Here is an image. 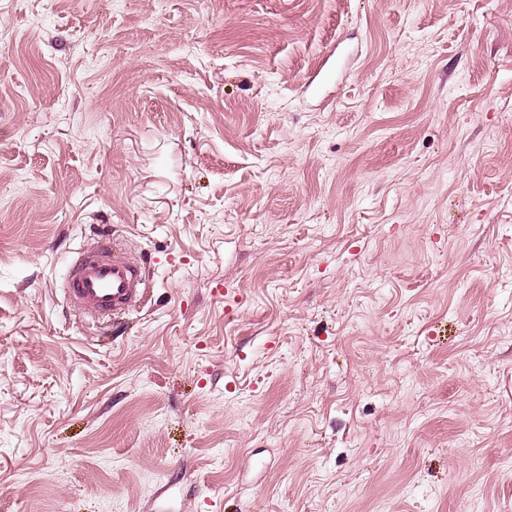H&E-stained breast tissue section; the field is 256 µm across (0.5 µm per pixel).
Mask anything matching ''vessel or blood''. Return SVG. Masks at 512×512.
<instances>
[{
  "label": "vessel or blood",
  "mask_w": 512,
  "mask_h": 512,
  "mask_svg": "<svg viewBox=\"0 0 512 512\" xmlns=\"http://www.w3.org/2000/svg\"><path fill=\"white\" fill-rule=\"evenodd\" d=\"M64 280L70 308L97 323L119 319L148 298L145 267L115 239L98 238L79 246Z\"/></svg>",
  "instance_id": "1"
}]
</instances>
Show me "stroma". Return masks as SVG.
Wrapping results in <instances>:
<instances>
[{"instance_id":"obj_1","label":"stroma","mask_w":512,"mask_h":512,"mask_svg":"<svg viewBox=\"0 0 512 512\" xmlns=\"http://www.w3.org/2000/svg\"><path fill=\"white\" fill-rule=\"evenodd\" d=\"M509 458L512 0H0V512H512ZM69 307L97 323L120 319L147 301L149 275L117 239L79 246L64 276Z\"/></svg>"}]
</instances>
